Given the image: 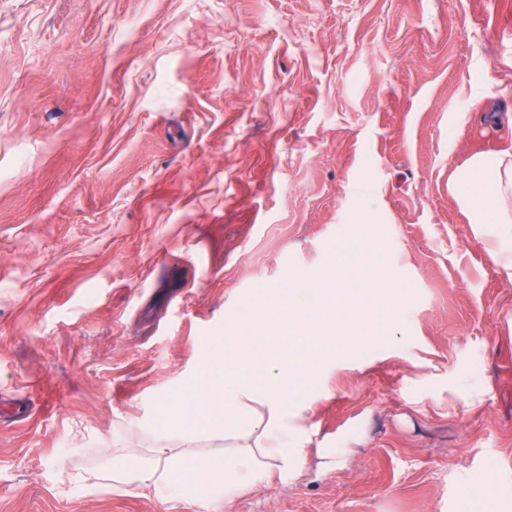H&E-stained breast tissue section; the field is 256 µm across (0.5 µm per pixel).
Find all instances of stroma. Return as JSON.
<instances>
[{"mask_svg": "<svg viewBox=\"0 0 512 512\" xmlns=\"http://www.w3.org/2000/svg\"><path fill=\"white\" fill-rule=\"evenodd\" d=\"M511 113L512 0H0V512H512V280L452 186ZM350 245L405 302L314 349L300 478L112 481Z\"/></svg>", "mask_w": 512, "mask_h": 512, "instance_id": "35a3bbf8", "label": "stroma"}]
</instances>
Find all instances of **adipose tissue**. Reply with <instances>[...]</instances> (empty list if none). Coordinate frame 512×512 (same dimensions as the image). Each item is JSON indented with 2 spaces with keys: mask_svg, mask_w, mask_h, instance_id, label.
I'll list each match as a JSON object with an SVG mask.
<instances>
[{
  "mask_svg": "<svg viewBox=\"0 0 512 512\" xmlns=\"http://www.w3.org/2000/svg\"><path fill=\"white\" fill-rule=\"evenodd\" d=\"M456 180L465 187L457 202L473 223L512 224V149L473 155ZM324 278L325 288L255 301V308L277 311L274 331L257 318L230 324L191 377L188 399L162 403L152 457L113 445V481L158 495L220 493L229 501L272 478L299 477L309 420L302 392L316 369L304 355L266 352L264 342L270 334L297 333L309 344L359 338L363 301L352 286L354 269L331 268ZM202 440L223 441V454L197 455L191 445Z\"/></svg>",
  "mask_w": 512,
  "mask_h": 512,
  "instance_id": "adipose-tissue-1",
  "label": "adipose tissue"
}]
</instances>
